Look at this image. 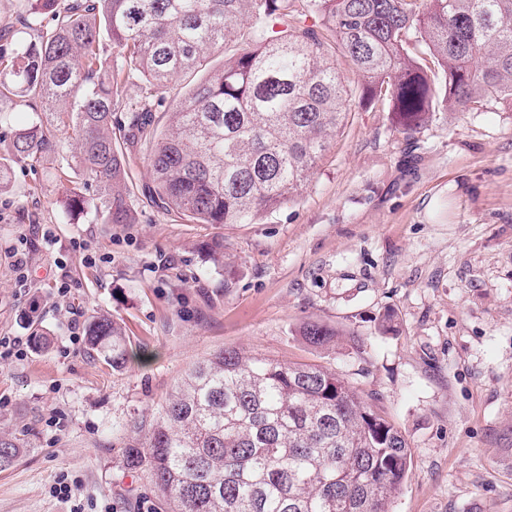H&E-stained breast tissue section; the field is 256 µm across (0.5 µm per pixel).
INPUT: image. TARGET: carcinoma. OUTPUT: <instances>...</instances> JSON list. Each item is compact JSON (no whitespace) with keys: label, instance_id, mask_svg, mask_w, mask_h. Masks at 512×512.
<instances>
[{"label":"carcinoma","instance_id":"1","mask_svg":"<svg viewBox=\"0 0 512 512\" xmlns=\"http://www.w3.org/2000/svg\"><path fill=\"white\" fill-rule=\"evenodd\" d=\"M317 30L293 24L292 0H28L32 40L0 48V189L15 162L75 142L66 169L81 182L69 215L132 224L130 159L116 131L152 143L154 203L195 224H251L308 184L348 116L334 49L360 76L359 100L386 103L407 132L438 109L512 102V0H308ZM252 43L220 69L209 55L243 22ZM107 35L120 60L101 47ZM205 72L164 129L153 107L169 85ZM141 80L140 106L121 94ZM34 118L20 121L16 113ZM126 113L125 121L114 117ZM94 184L96 197L84 190ZM317 347L339 332L317 323ZM87 348L118 369L125 329L93 317ZM130 470L148 473L170 512H388L412 462L407 440L336 373L222 349L194 364L149 417L134 422ZM21 449L0 439V469Z\"/></svg>","mask_w":512,"mask_h":512}]
</instances>
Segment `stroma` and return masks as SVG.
I'll use <instances>...</instances> for the list:
<instances>
[{"mask_svg":"<svg viewBox=\"0 0 512 512\" xmlns=\"http://www.w3.org/2000/svg\"><path fill=\"white\" fill-rule=\"evenodd\" d=\"M129 151L132 224L64 213L60 154L13 164L0 189V336L36 323L50 338L0 367V437L22 450L0 512H168L126 467L129 423L223 348L335 371L393 423L412 462L389 512H512V105L439 111L411 134L385 104L352 105L303 195L253 224L161 210L148 146ZM23 243L26 297L9 256ZM61 264L81 324L124 325L125 367L72 344ZM307 322L336 343H305Z\"/></svg>","mask_w":512,"mask_h":512,"instance_id":"35a3bbf8","label":"stroma"}]
</instances>
